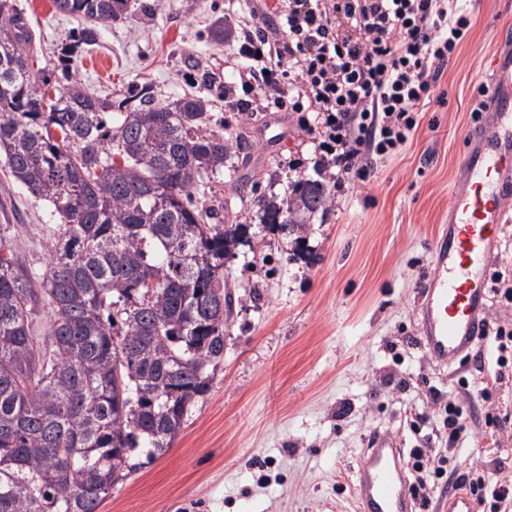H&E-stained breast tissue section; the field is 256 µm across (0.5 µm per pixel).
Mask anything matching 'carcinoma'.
Returning a JSON list of instances; mask_svg holds the SVG:
<instances>
[{
    "instance_id": "cac0c4a2",
    "label": "carcinoma",
    "mask_w": 512,
    "mask_h": 512,
    "mask_svg": "<svg viewBox=\"0 0 512 512\" xmlns=\"http://www.w3.org/2000/svg\"><path fill=\"white\" fill-rule=\"evenodd\" d=\"M85 21L78 43L129 0H53ZM29 32L0 0V151L61 224L41 274L0 233V512H98L141 448L167 451L224 359V257L248 224H208L190 190L224 172L232 144L201 134L204 101L112 104L72 83L52 97L29 67ZM325 182L255 200L264 227L304 253ZM50 316L47 337L36 329Z\"/></svg>"
}]
</instances>
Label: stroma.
<instances>
[{"label":"stroma","mask_w":512,"mask_h":512,"mask_svg":"<svg viewBox=\"0 0 512 512\" xmlns=\"http://www.w3.org/2000/svg\"><path fill=\"white\" fill-rule=\"evenodd\" d=\"M9 3L26 22L33 68L53 85L76 82L115 104L145 93L160 104L199 96L210 116L204 133L248 143L232 153L230 171L191 191L211 223L257 227L226 266L234 308L224 360L171 448L139 455L101 512H355L352 472L376 431L402 448L449 456L453 481L477 460L489 477L512 480V368L489 398L465 396L472 433L465 450L449 452L444 406L475 364L439 365L417 333L421 287L475 126L477 87L487 80L480 65L512 37V0H477L439 101L421 114L412 140L369 176H351L327 211L310 217L309 256L298 261L284 235L259 229L253 201L285 197L313 177L311 138L296 115L224 109V86L237 82L240 63L230 43L214 41L212 26L247 18L251 0H131L72 57L79 19L53 0ZM55 223L49 204L0 165V228L27 266L44 267ZM490 409L511 416L494 439L484 433Z\"/></svg>","instance_id":"35a3bbf8"}]
</instances>
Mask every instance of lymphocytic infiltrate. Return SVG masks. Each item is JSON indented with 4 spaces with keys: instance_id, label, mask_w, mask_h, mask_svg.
<instances>
[{
    "instance_id": "obj_1",
    "label": "lymphocytic infiltrate",
    "mask_w": 512,
    "mask_h": 512,
    "mask_svg": "<svg viewBox=\"0 0 512 512\" xmlns=\"http://www.w3.org/2000/svg\"><path fill=\"white\" fill-rule=\"evenodd\" d=\"M473 12V0H262L236 39L240 87L225 89L224 108L299 113L317 174L343 188L408 142ZM488 334L498 356L478 361L474 382L485 396L512 363V326ZM466 482L491 512H512V483L481 469Z\"/></svg>"
}]
</instances>
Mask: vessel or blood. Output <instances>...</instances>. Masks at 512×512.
<instances>
[{"mask_svg":"<svg viewBox=\"0 0 512 512\" xmlns=\"http://www.w3.org/2000/svg\"><path fill=\"white\" fill-rule=\"evenodd\" d=\"M495 106L468 131L469 148L451 187L448 223L438 236L433 271L424 283L419 334L429 354L453 366L484 345L489 260L501 228L512 222V49L489 65ZM357 512H414L404 451L374 434L352 479Z\"/></svg>","mask_w":512,"mask_h":512,"instance_id":"b4317fda","label":"vessel or blood"}]
</instances>
